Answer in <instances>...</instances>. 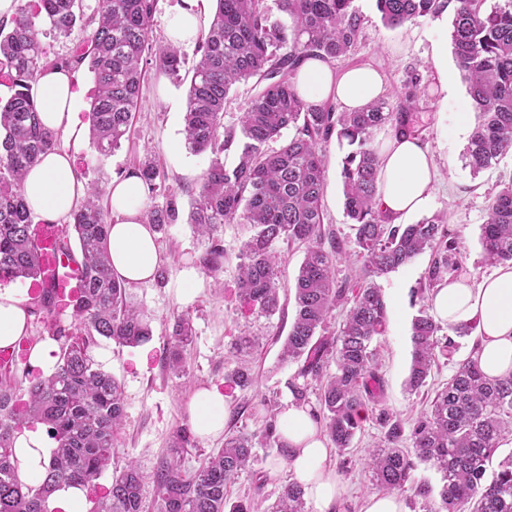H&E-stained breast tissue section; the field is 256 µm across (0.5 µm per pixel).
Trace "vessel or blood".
Wrapping results in <instances>:
<instances>
[{"label":"vessel or blood","instance_id":"b4317fda","mask_svg":"<svg viewBox=\"0 0 512 512\" xmlns=\"http://www.w3.org/2000/svg\"><path fill=\"white\" fill-rule=\"evenodd\" d=\"M61 226L36 224L32 233L36 242L38 270L30 281L31 293L52 290L58 312H65L78 296L79 278L75 265L58 249V240L64 234Z\"/></svg>","mask_w":512,"mask_h":512}]
</instances>
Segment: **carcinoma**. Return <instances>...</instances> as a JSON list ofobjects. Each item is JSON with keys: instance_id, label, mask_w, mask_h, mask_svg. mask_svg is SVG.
I'll use <instances>...</instances> for the list:
<instances>
[{"instance_id": "1", "label": "carcinoma", "mask_w": 512, "mask_h": 512, "mask_svg": "<svg viewBox=\"0 0 512 512\" xmlns=\"http://www.w3.org/2000/svg\"><path fill=\"white\" fill-rule=\"evenodd\" d=\"M209 28L198 41L185 112V133L194 152L213 159L191 199L188 223L210 245L200 259L209 272L224 266L218 238L226 224H250L256 233L242 245L237 265L241 303L266 316L281 310L280 269L275 245L302 246L305 256L294 278L295 316L281 347V360L300 361L289 388L297 405L309 404L308 380L317 383L313 416L331 445L342 453L351 447L371 408L380 405L383 381L378 373L375 337L382 335L387 306L373 278L411 262L425 250L434 252L429 280L453 278L463 270L460 251L448 238L445 217L433 215L415 224H388L376 208L379 157L372 146L375 130L418 136L413 111L427 94L418 70L407 73L399 101L376 100L356 112H339L332 104L307 106L293 80L312 58L331 64L349 53L361 35L363 19L353 0H277L291 25L272 19L262 0H214ZM382 23L397 29L420 18L452 9V52L468 87L477 125L466 149L473 173L512 154V0H375ZM156 0H99L92 16L82 0H39L19 6L11 22H0V66L11 95L0 103V279H31L38 266L31 238L33 216L21 193L26 170L39 156L56 149L57 133L45 128L32 94L37 75L47 66L89 61L97 86L90 104V136L106 155L121 145L139 108L142 74L148 66L172 78L186 64L180 50L157 47L151 39ZM51 31L69 36L76 26L88 31L73 60H50L38 38L36 19ZM255 81L251 102L239 118L245 142L224 126V106L232 87ZM294 134L277 149L268 143L285 129ZM351 150L342 161L344 210L355 226L357 257L365 283L336 280L341 251L336 230L324 224L322 200L327 175L320 145L331 139ZM238 149L235 166L221 155ZM149 192L161 191L159 171L150 161L139 166ZM148 223L161 231L179 219L175 200L147 211ZM109 214L89 193L72 212L69 226L80 249L81 295L73 315L82 335L48 318L44 327L60 352L53 372L31 384L26 396L0 385V512H51L49 500L63 487H84L97 480L114 460L117 434L125 416L120 382L98 367L89 348L98 337L122 346L150 339L146 312L128 299L126 283L112 276L108 254ZM485 261L512 262V182L505 183L488 205L481 227ZM348 306L334 336L321 331L332 310ZM476 325L452 329L453 337L427 311L411 325L413 356L406 379L412 394L425 392L439 357H448L455 338L471 335ZM168 368L186 372L183 349L194 336L190 318L172 329ZM257 339L241 336L224 361L226 383L242 390L257 378L243 354ZM269 414L264 427L232 432L224 448L195 473L186 474L180 450L192 444L187 428L173 435L170 453L152 474L158 512H307L301 486L290 481L276 502L259 510L254 500L234 497L231 487L258 462L257 448H271L287 459L291 450L277 434L271 401L260 400ZM381 444L368 452L372 482L380 491L407 486L424 500L423 512H512V455L500 460L491 480L487 465L505 436L512 434V375L487 378L472 360L459 365L448 382L433 392L429 408L413 422L379 409ZM40 423L56 448L43 480L23 482L13 452L15 434ZM428 464L441 475L440 507L429 502V485L416 483L418 466ZM146 476L132 461L112 475L106 497L91 512H145Z\"/></svg>"}]
</instances>
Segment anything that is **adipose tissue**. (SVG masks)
<instances>
[{"label":"adipose tissue","mask_w":512,"mask_h":512,"mask_svg":"<svg viewBox=\"0 0 512 512\" xmlns=\"http://www.w3.org/2000/svg\"><path fill=\"white\" fill-rule=\"evenodd\" d=\"M199 0H182L170 15L167 36L172 43L197 41L205 29ZM295 89L309 105L335 101L348 110L361 109L382 93V78L373 68L360 66L336 71L329 64L310 59L300 68ZM43 124L52 131L80 137L84 134L75 110L81 87L70 69L44 70L33 86ZM377 200L387 220L400 224L425 209L440 171L428 146L416 138L391 135L380 146ZM23 196L35 221L57 224L65 220L85 192L74 177V161L66 153L43 156L24 175ZM148 188L139 173L131 171L112 183V227L108 251L113 275L129 285L152 280L159 265L155 234L147 222ZM436 319L454 327L476 324L479 343L472 357L491 379L512 375V265L499 266L479 283L451 280L430 297ZM27 312L24 300L12 288L0 289V348L26 339ZM197 436L210 438L224 430V396L215 389L200 390L189 405ZM292 456L282 469L301 485L311 512H332L343 493L338 476L327 465L329 450L306 406L289 405L278 424ZM14 448L20 460L22 481H42L52 448L42 428L18 433Z\"/></svg>","instance_id":"adipose-tissue-1"}]
</instances>
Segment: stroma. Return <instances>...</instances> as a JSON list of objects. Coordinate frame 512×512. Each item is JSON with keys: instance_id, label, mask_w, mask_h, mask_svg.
Listing matches in <instances>:
<instances>
[{"instance_id": "stroma-1", "label": "stroma", "mask_w": 512, "mask_h": 512, "mask_svg": "<svg viewBox=\"0 0 512 512\" xmlns=\"http://www.w3.org/2000/svg\"><path fill=\"white\" fill-rule=\"evenodd\" d=\"M364 17L362 36L348 56L336 62V70L369 65L383 78L382 96L397 101L410 67H417L429 86L416 109L419 138L435 156L441 172L428 214L444 213L448 228L459 241L466 278L479 281L493 272L483 256L480 226L488 219L490 197L500 183L512 179V155L481 173H473L465 159L469 135L456 130L455 104L467 99L466 83L451 61L450 26L445 20L429 16L397 29L387 28L375 8V0H353ZM447 57L448 87L440 89L433 68L434 56ZM188 81L177 82L148 70L141 88V114L128 141L108 155L99 154L90 137L72 139L60 136L58 147L74 160L80 182L96 188L101 203H108L114 179L140 162L157 161L165 174L168 194H174L180 218L156 238L161 266L168 275L165 284L151 281L128 288L131 301L145 307L152 317L151 339L137 347H121L112 340L98 338L91 348L94 361L115 376L122 385L125 419L119 437V463L134 461L144 474H152L161 458L168 454L171 437L179 427L189 425L188 403L196 392L216 388L224 396L225 407H240L244 413L237 429L251 432L261 427L265 412L259 406L264 396H275L278 410H285L292 395L288 383L297 374L298 363H282L280 337L286 336L294 317L293 280L303 259L301 250L278 245L282 276L281 313L268 317L241 304L236 290L238 254L252 235L247 224H227L219 237L225 251L224 268L215 273L201 269L200 257L208 247L186 217L193 193L198 189L209 167L211 153H193L185 140L184 114ZM326 156L328 185L324 197L326 223L339 232L345 255H354V231L344 214L341 161L348 148L337 140L321 147ZM430 253H423L406 266L379 278L387 305L388 321L383 336L374 345L379 353L381 374L385 381L383 408L411 420L419 416L426 404L405 389L412 359L411 324L419 310L426 307L421 290L428 283ZM187 269L197 270L201 288L188 303L179 300L175 284ZM189 316L196 331L185 351L187 373H170L166 358L172 346L171 331L177 316ZM261 339L253 362L259 372L256 389L240 390L224 383V353L239 336ZM381 429L375 420H367L357 433L354 445L341 454H333L335 468L345 493L336 512H360V507L373 491L371 473L364 460V450L377 442ZM257 454L269 477L263 488H256L250 473H243L233 487L237 496L257 495L273 503L290 475L275 470L277 454L261 448Z\"/></svg>"}]
</instances>
